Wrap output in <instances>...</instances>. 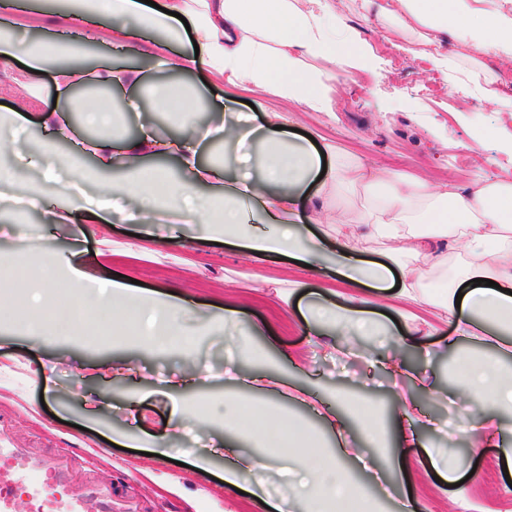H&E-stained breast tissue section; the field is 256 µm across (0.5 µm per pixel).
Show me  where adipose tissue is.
Returning <instances> with one entry per match:
<instances>
[{
    "label": "adipose tissue",
    "mask_w": 512,
    "mask_h": 512,
    "mask_svg": "<svg viewBox=\"0 0 512 512\" xmlns=\"http://www.w3.org/2000/svg\"><path fill=\"white\" fill-rule=\"evenodd\" d=\"M363 6L376 11L390 34L411 44L448 81L469 84L483 98H498V78L486 71L477 54L489 49L503 64H512V0H363ZM89 17L96 18L97 27L86 33V40L124 51L136 26L150 33L138 52L156 67L201 68L212 85L262 90L284 104L283 110L267 111L263 125L253 127L243 118H229L223 99L209 101L213 124L192 131L198 141L193 147L149 134L136 139L106 136L110 108L75 102L85 125L100 132L85 140V152L101 169L119 164L132 172L131 182L119 190L122 210L146 224L219 227L225 246L251 260L285 257L300 269L332 268L347 293L340 303L319 311L340 335L374 332L380 293L394 291L400 304L427 310L436 304V289H447L445 313H468L448 337V346L481 339L491 350L484 358L458 355L461 387L484 403L512 409V174L448 182L433 192L419 178L383 174L358 156L323 162L317 148L289 139L297 111L330 113L336 71L355 61L348 25L332 0H159L155 8L144 0H32L0 24V60L20 58L28 70H42L49 54L71 55L76 46L23 43L19 32L49 21L75 25ZM186 36L196 41L198 52L172 54V44ZM449 41L455 49L443 53ZM121 83L145 85L159 112L197 107L194 97L169 82L143 83L136 70L70 65L55 74L56 89L68 100L80 86ZM220 138L239 145L260 143L262 153L257 158L234 156L227 165L204 163L201 145ZM168 153L175 157L181 179H172L164 168L139 164L145 155ZM314 179L320 193L362 189L373 202L358 223L343 225L335 235L307 236L301 218L321 221L308 194ZM20 202L48 208L56 224L112 220L111 206L86 210L74 197L49 208L41 193L31 189ZM375 239L386 245L380 259L370 260L366 245ZM42 260L51 275L34 283L36 302L47 303L61 272L75 291L91 286V279L65 255L47 250ZM183 310L171 297L118 283L100 288L94 302L97 316L138 335L141 346L151 351L168 345L193 349L196 335L185 333L179 323ZM224 424L259 447L273 443L280 448L298 475L295 492L306 502V512H371L336 452L320 453L319 470L307 468L301 451L316 443L307 427L285 415L259 419L245 414L241 402L229 395L224 398Z\"/></svg>",
    "instance_id": "ef3b65f1"
}]
</instances>
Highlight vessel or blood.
<instances>
[{
	"label": "vessel or blood",
	"mask_w": 512,
	"mask_h": 512,
	"mask_svg": "<svg viewBox=\"0 0 512 512\" xmlns=\"http://www.w3.org/2000/svg\"><path fill=\"white\" fill-rule=\"evenodd\" d=\"M64 459L36 461L20 448L0 442V512H90V499H97V512H112L105 490L96 492L69 484ZM25 501H18L17 491Z\"/></svg>",
	"instance_id": "b4317fda"
}]
</instances>
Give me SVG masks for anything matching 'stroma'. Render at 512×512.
I'll return each instance as SVG.
<instances>
[{"label": "stroma", "mask_w": 512, "mask_h": 512, "mask_svg": "<svg viewBox=\"0 0 512 512\" xmlns=\"http://www.w3.org/2000/svg\"><path fill=\"white\" fill-rule=\"evenodd\" d=\"M340 8L365 68L338 71L334 117L305 113L297 143L322 137L335 146L338 159L357 154L432 185L512 167L500 133L504 127L512 131V114L504 112L502 101L474 99L445 85L440 72L409 52L407 43L388 39L384 24L363 9L362 0H342ZM144 36L132 29V49L122 55L91 43L84 62L136 69L148 82L170 81L202 88L210 99L222 97V88L207 85L204 72L161 70L138 54ZM110 96L114 137L154 133L162 125L172 133L188 131L189 125L154 112L140 87L116 86ZM51 159L60 181L43 183L38 170L19 167L13 184L0 186V259L24 247L26 238L43 237L49 247L79 252L87 271L104 284L137 280L143 288L177 296L186 307V332L199 333L207 316L212 324L186 355L145 350L131 335L107 341L85 332L43 338L0 319L1 440L36 455H66L74 479L111 485L118 512H267L268 504L283 501L288 512H304L292 481L280 474L284 460L273 449L254 448L248 438L237 445L257 454L260 465L247 473L241 489L225 487L224 422L208 414L222 411L224 396L231 393L264 416L288 414L309 427L321 447L335 448L336 436L308 406L226 378L224 369L233 362L246 374L286 376L346 419L343 461L377 512H399L402 498L415 512H512V485L505 479L512 472V437L488 440L480 425L488 417L512 425V411L480 407L475 398L457 394L451 373L456 351L442 341L452 333V321L433 315L424 324L379 301L373 348L380 355L403 349L411 371L410 377L394 379L355 355L356 337L318 335L311 310L334 302L322 287L324 275L307 276L304 288L291 290L287 262H255L213 245L204 240L200 224L179 225L177 241L162 247L151 239L158 231L151 224L116 218L109 224H58L49 234L44 212L12 211V194L28 187L39 189L52 205L71 182L81 183L95 199L106 187L130 180L99 170L93 157L72 143L57 145ZM322 202L323 221L311 227L317 235L325 223H346L363 212L368 198L360 191L326 194ZM20 225L26 238L17 235ZM228 307L236 309L238 324L221 323ZM186 376L195 377V386L175 390L174 382ZM176 398L195 404L206 425L182 429L171 416ZM364 400L385 430L375 443L358 434L354 405ZM404 412L417 420L419 443L413 448L399 445L396 418ZM120 434L128 436L130 449L116 448ZM158 444L167 457L153 456ZM189 450L213 451L211 472L185 467ZM258 484L266 491L262 502L251 494Z\"/></svg>", "instance_id": "obj_1"}]
</instances>
